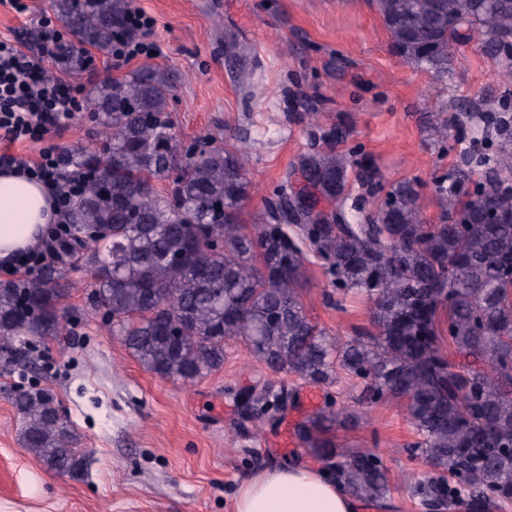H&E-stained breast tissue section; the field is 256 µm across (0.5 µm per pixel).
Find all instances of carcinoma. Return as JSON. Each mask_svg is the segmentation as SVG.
Instances as JSON below:
<instances>
[{
    "label": "carcinoma",
    "instance_id": "carcinoma-1",
    "mask_svg": "<svg viewBox=\"0 0 512 512\" xmlns=\"http://www.w3.org/2000/svg\"><path fill=\"white\" fill-rule=\"evenodd\" d=\"M396 56L448 79V47L467 33L499 52L512 33V0H368ZM78 43L109 49L123 36L129 0H49ZM246 88L256 66L247 49L226 40ZM61 70L83 67V50L65 41ZM170 75L147 67L89 94L95 144L62 148L64 164L84 174L70 205L71 236L56 265L32 278L0 281V341L56 337L69 316L57 282L78 256L92 280L88 310L147 371L193 381L224 364V343L241 341L274 373L330 386L340 374L361 395L330 401L296 428L299 446L349 494L384 504L398 484L428 512H499L512 502V114L487 119L500 138L490 154L469 147L468 164L485 168L474 192L461 177L439 182L442 221L427 224L411 181L390 186L367 224L346 209L358 163L336 151L348 133L301 153L266 199L267 222L248 231L242 202L260 187L246 173L252 146L237 141L199 155L172 132ZM451 118L430 114V135L448 141ZM172 179L165 190L160 180ZM324 262L345 298L369 304L370 328L337 336L308 316L303 291L312 259ZM181 328L171 338L172 326ZM295 394L259 380L237 394L242 421L264 422L288 410ZM403 400L428 468L395 482L382 459L341 450L339 428L365 419L364 404ZM22 443L61 478H78L88 452L76 447L56 398L43 389L15 392Z\"/></svg>",
    "mask_w": 512,
    "mask_h": 512
}]
</instances>
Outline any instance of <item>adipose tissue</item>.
<instances>
[{
  "label": "adipose tissue",
  "instance_id": "1",
  "mask_svg": "<svg viewBox=\"0 0 512 512\" xmlns=\"http://www.w3.org/2000/svg\"><path fill=\"white\" fill-rule=\"evenodd\" d=\"M56 219V203L38 181L0 169V262L34 248ZM236 512H356L352 497L323 471L296 465L246 484Z\"/></svg>",
  "mask_w": 512,
  "mask_h": 512
}]
</instances>
